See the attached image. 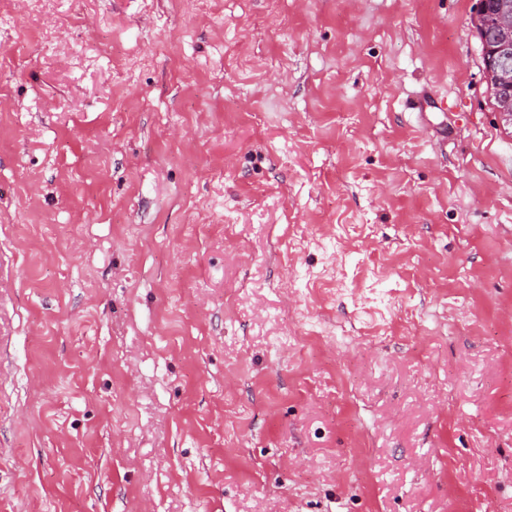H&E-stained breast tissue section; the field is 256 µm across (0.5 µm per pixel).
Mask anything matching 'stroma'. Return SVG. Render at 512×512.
I'll list each match as a JSON object with an SVG mask.
<instances>
[{
    "label": "stroma",
    "mask_w": 512,
    "mask_h": 512,
    "mask_svg": "<svg viewBox=\"0 0 512 512\" xmlns=\"http://www.w3.org/2000/svg\"><path fill=\"white\" fill-rule=\"evenodd\" d=\"M475 3L0 0V512H512Z\"/></svg>",
    "instance_id": "1"
}]
</instances>
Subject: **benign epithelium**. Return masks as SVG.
Returning <instances> with one entry per match:
<instances>
[{
  "mask_svg": "<svg viewBox=\"0 0 512 512\" xmlns=\"http://www.w3.org/2000/svg\"><path fill=\"white\" fill-rule=\"evenodd\" d=\"M478 33L484 49V77L494 93L496 110L504 125L512 126V7L501 9Z\"/></svg>",
  "mask_w": 512,
  "mask_h": 512,
  "instance_id": "7a95c632",
  "label": "benign epithelium"
}]
</instances>
